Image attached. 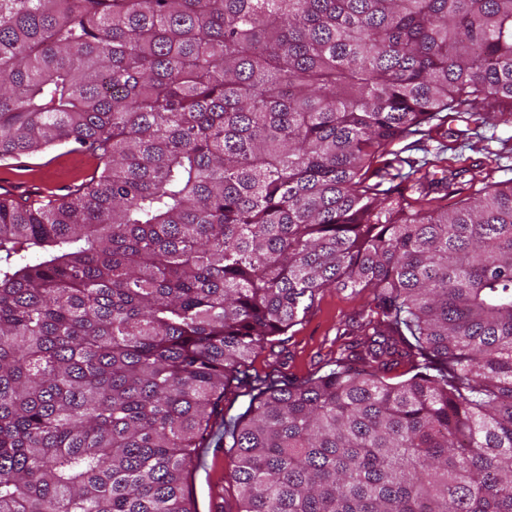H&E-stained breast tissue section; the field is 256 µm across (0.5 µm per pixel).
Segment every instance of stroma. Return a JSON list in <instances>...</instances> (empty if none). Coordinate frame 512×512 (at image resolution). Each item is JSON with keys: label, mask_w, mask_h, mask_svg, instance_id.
Here are the masks:
<instances>
[{"label": "stroma", "mask_w": 512, "mask_h": 512, "mask_svg": "<svg viewBox=\"0 0 512 512\" xmlns=\"http://www.w3.org/2000/svg\"><path fill=\"white\" fill-rule=\"evenodd\" d=\"M421 140L394 142L401 157L416 163L434 162L444 154L450 167L477 166L493 181L512 177V124L498 122H431ZM97 168L93 157L73 146L60 145L29 158L0 166V194L25 197L36 192H54L63 197L90 180ZM371 301L369 293L330 288L317 296L302 324L280 337L273 348L263 351L255 362L257 371L277 363L283 374L301 377L328 371L347 337L337 336L347 323ZM230 459L224 444L212 441L203 462L192 472L190 484L198 512H236L238 503L229 479Z\"/></svg>", "instance_id": "1"}]
</instances>
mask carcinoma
I'll return each mask as SVG.
<instances>
[{
    "label": "carcinoma",
    "instance_id": "cac0c4a2",
    "mask_svg": "<svg viewBox=\"0 0 512 512\" xmlns=\"http://www.w3.org/2000/svg\"><path fill=\"white\" fill-rule=\"evenodd\" d=\"M502 103L512 0H0V162L102 164L0 194V512H196L231 386L237 512H512V179L373 169ZM328 288L357 348L251 372ZM74 145H60L14 165L0 166V194L15 198L52 191L66 197L78 185L90 180L98 161L77 151Z\"/></svg>",
    "mask_w": 512,
    "mask_h": 512
}]
</instances>
